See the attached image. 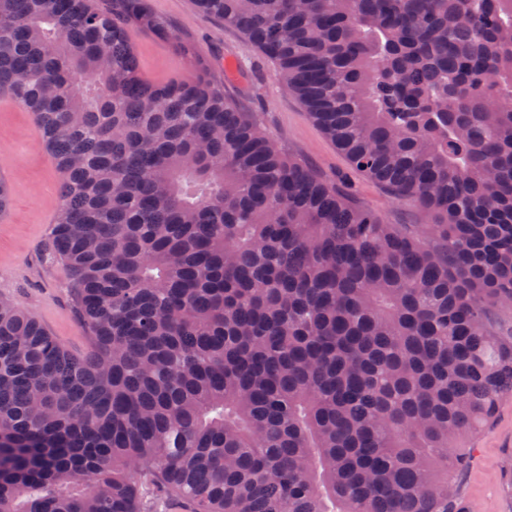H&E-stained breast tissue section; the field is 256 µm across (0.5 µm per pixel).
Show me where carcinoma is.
<instances>
[{"label":"carcinoma","mask_w":512,"mask_h":512,"mask_svg":"<svg viewBox=\"0 0 512 512\" xmlns=\"http://www.w3.org/2000/svg\"><path fill=\"white\" fill-rule=\"evenodd\" d=\"M0 0V96L61 174L75 355L0 300V512H471L457 441L512 393V0H194L437 240L354 203L142 0Z\"/></svg>","instance_id":"obj_1"}]
</instances>
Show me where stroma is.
Masks as SVG:
<instances>
[{
  "mask_svg": "<svg viewBox=\"0 0 512 512\" xmlns=\"http://www.w3.org/2000/svg\"><path fill=\"white\" fill-rule=\"evenodd\" d=\"M147 11L169 31L161 36L130 29L140 69L153 82L190 80L198 70L222 85L227 97L258 113L266 131L290 158L367 206L390 224L416 235L434 223L432 214L398 199L384 186L353 169L308 112L278 79L275 64L248 46L234 29L200 11L194 0H144ZM195 44L199 57L181 58L176 39ZM16 165L15 203L0 222V300L34 314L73 354L87 351L89 338L75 311L66 267L51 261L45 243L61 205L59 173L36 128L33 115L0 96V164ZM469 466L458 487L473 512H512V394L504 396L495 419L465 442Z\"/></svg>",
  "mask_w": 512,
  "mask_h": 512,
  "instance_id": "35a3bbf8",
  "label": "stroma"
}]
</instances>
